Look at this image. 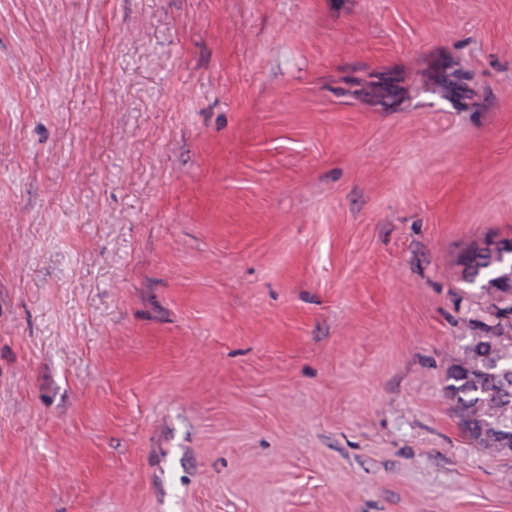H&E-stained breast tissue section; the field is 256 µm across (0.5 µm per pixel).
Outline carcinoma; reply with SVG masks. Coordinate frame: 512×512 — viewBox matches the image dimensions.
Instances as JSON below:
<instances>
[{
	"instance_id": "1",
	"label": "carcinoma",
	"mask_w": 512,
	"mask_h": 512,
	"mask_svg": "<svg viewBox=\"0 0 512 512\" xmlns=\"http://www.w3.org/2000/svg\"><path fill=\"white\" fill-rule=\"evenodd\" d=\"M501 260L495 255H477L472 265L463 266L462 277L469 285L479 288L477 297L483 300L480 310L488 315L500 316L502 306L512 307V297L505 293H493L485 284L496 278ZM493 343L480 334L469 333L470 341L456 358L458 367L448 373V388L454 391L458 412L467 415L476 436L480 437L477 448L492 455L497 453L498 439L481 430L482 422L490 411L512 416V387L501 390L498 377L487 373L478 361L479 355L492 351L499 357L503 370L512 368V320L497 321L494 325Z\"/></svg>"
}]
</instances>
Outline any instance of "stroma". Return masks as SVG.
<instances>
[{"instance_id": "stroma-1", "label": "stroma", "mask_w": 512, "mask_h": 512, "mask_svg": "<svg viewBox=\"0 0 512 512\" xmlns=\"http://www.w3.org/2000/svg\"><path fill=\"white\" fill-rule=\"evenodd\" d=\"M490 235L512 0H0V512H512ZM458 264L463 267L462 277L465 282L479 288L477 297L483 300V305L480 307L483 315L500 316L506 308H499V305H509L512 308V297H508L506 293H491L493 288H484L486 283L496 278L501 267L500 259H496L493 254H479L473 265H464L461 257ZM492 344L485 341L480 334L473 333L468 326L470 341L463 347L461 354L455 359L457 368L448 369V388L454 391L457 412L467 415L473 426L476 437H480L476 445L471 435L470 442L489 455H500L498 439L493 434L482 432L481 426L489 411L512 417V387L501 391L498 376L487 373L478 361L479 355L486 353L491 347L492 354L499 356L501 370H510L512 361V319L498 320L494 325ZM454 362V363H455Z\"/></svg>"}]
</instances>
